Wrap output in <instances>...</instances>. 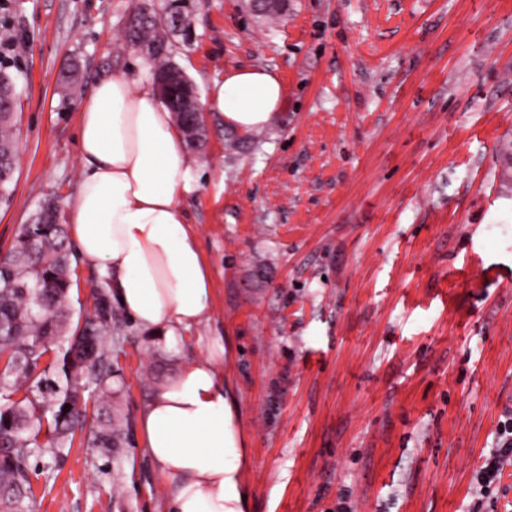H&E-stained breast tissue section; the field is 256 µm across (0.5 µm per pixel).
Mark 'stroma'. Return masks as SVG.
Here are the masks:
<instances>
[{
    "label": "stroma",
    "mask_w": 512,
    "mask_h": 512,
    "mask_svg": "<svg viewBox=\"0 0 512 512\" xmlns=\"http://www.w3.org/2000/svg\"><path fill=\"white\" fill-rule=\"evenodd\" d=\"M138 0H0V62L18 104L0 255L48 195L79 179V108L97 80L152 81L124 48ZM171 59L208 99L227 69L286 90L272 124L228 154L217 113L181 199L215 273L210 319L175 345L120 332V403L224 343L247 512H467L480 457L512 414V0H187ZM77 69L62 103L59 81ZM74 320L99 266L71 258ZM37 512H164L137 429L109 458L80 444L31 465Z\"/></svg>",
    "instance_id": "obj_1"
}]
</instances>
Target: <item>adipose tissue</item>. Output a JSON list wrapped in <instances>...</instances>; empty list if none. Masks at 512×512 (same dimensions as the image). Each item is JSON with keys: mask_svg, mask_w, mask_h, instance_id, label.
Here are the masks:
<instances>
[{"mask_svg": "<svg viewBox=\"0 0 512 512\" xmlns=\"http://www.w3.org/2000/svg\"><path fill=\"white\" fill-rule=\"evenodd\" d=\"M284 100L274 72L241 67L225 72L210 103L226 127L249 132L269 125ZM78 153L70 236L101 267L112 302L158 343L202 326L214 273L180 205L188 160L168 107L126 75L100 79L79 109ZM197 343L204 357L153 386L137 419L140 446L165 480L166 512H245L224 345Z\"/></svg>", "mask_w": 512, "mask_h": 512, "instance_id": "adipose-tissue-1", "label": "adipose tissue"}]
</instances>
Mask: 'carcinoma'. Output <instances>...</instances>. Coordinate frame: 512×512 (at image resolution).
I'll return each mask as SVG.
<instances>
[{"mask_svg":"<svg viewBox=\"0 0 512 512\" xmlns=\"http://www.w3.org/2000/svg\"><path fill=\"white\" fill-rule=\"evenodd\" d=\"M159 15L124 30L123 43L139 46L151 65L153 78L175 68L169 40L160 35ZM12 115L0 117V167L16 163ZM184 136L193 151L205 142L204 123ZM55 199L44 200L29 223L21 225L9 252L0 256V512H33L29 465L32 458L57 463L62 450L84 430L91 396L99 403L97 425L87 447L110 457L128 443L129 422L112 387L118 361L115 332L124 313L96 297L94 315L80 329L68 332L73 316L69 305L71 252L62 225L53 223ZM81 334L95 345V360L87 363L73 338ZM56 352V362L44 356Z\"/></svg>","mask_w":512,"mask_h":512,"instance_id":"carcinoma-1","label":"carcinoma"}]
</instances>
